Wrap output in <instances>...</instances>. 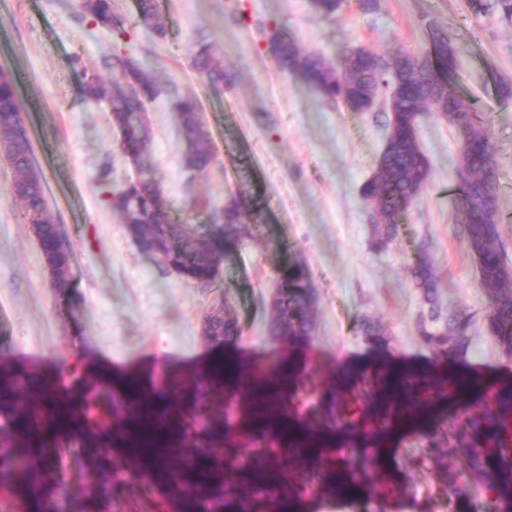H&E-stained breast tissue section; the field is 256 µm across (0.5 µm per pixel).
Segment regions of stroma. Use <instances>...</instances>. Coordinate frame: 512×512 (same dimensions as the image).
Listing matches in <instances>:
<instances>
[{
  "label": "stroma",
  "instance_id": "35a3bbf8",
  "mask_svg": "<svg viewBox=\"0 0 512 512\" xmlns=\"http://www.w3.org/2000/svg\"><path fill=\"white\" fill-rule=\"evenodd\" d=\"M365 12L344 0L325 19L310 0H158L163 34L142 25L135 0H112L116 26L83 12L81 0H0V69L18 87L21 118L42 173L47 209L73 254L74 296L61 308L40 249L11 194L13 173L0 163V347L27 370L74 364L88 351L114 368L150 364L180 378L201 369L211 348L204 315L224 310L242 334L232 354L276 371L287 346L266 334L279 269L297 259L316 292L314 330L298 357L322 381L388 360L431 374L434 355L419 336L422 303L407 271L427 241L445 311L473 313L462 373L512 380L485 321L487 298L463 240L456 198L459 133L437 112L422 113L418 140L429 184L406 213L398 236L375 248L373 209L360 197L386 142L379 110L352 112L329 103L283 71L270 49L277 29L303 51L338 62L362 47L381 58L419 55L430 25L453 35L451 85L484 121L499 156L496 207L506 263L512 267V23L473 14L467 0H377ZM224 60V87L213 89L193 66L202 48ZM154 71L159 93L141 114L151 137L145 165L159 181L174 222L206 232L208 209L244 194L260 211L249 235L225 254L210 286L199 287L139 249L109 202L136 171L120 150L106 102L84 97L80 74L112 80L120 61ZM196 99L213 159L203 171L184 163L178 98ZM383 322L386 349L358 336L360 319ZM419 431H399L386 449L398 490L383 512H448L430 466H417Z\"/></svg>",
  "mask_w": 512,
  "mask_h": 512
}]
</instances>
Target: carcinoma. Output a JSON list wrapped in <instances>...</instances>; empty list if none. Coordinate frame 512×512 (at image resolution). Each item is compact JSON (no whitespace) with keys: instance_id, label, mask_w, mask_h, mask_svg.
Wrapping results in <instances>:
<instances>
[{"instance_id":"carcinoma-1","label":"carcinoma","mask_w":512,"mask_h":512,"mask_svg":"<svg viewBox=\"0 0 512 512\" xmlns=\"http://www.w3.org/2000/svg\"><path fill=\"white\" fill-rule=\"evenodd\" d=\"M139 21L157 34V0H136ZM314 10L323 18L336 15L341 0H313ZM470 10L480 15L489 11L512 21V0H468ZM82 9L103 26L114 22L112 0H82ZM432 46L422 56L397 54L383 62L364 48H353L343 56L340 67L322 57L302 52L286 31L277 30L270 47L280 67L301 78L328 102L338 100L353 112L368 111V99H391L384 107L386 144L376 171L360 188L361 198L374 208L376 245L384 247L399 231L401 217L412 208L429 183L431 165L422 151L417 132L421 112L435 107L453 124L460 137L457 166L461 174L460 221L468 250L474 257L488 300L487 325L498 346L512 357V269L504 261L495 207L498 160L484 125L451 90L455 66L452 36L430 28ZM196 69L212 87L224 85V65L204 48L194 56ZM120 74L130 76L129 91L113 95L98 75L83 74V94L109 103L112 120L121 132L120 148L132 162L141 165L150 140L147 126L139 117L144 103L153 100L158 87L152 71L126 61ZM180 129L187 146L185 164L192 170L206 169L212 154L198 118L194 99L177 102ZM20 98L13 79L0 70V135L7 159L15 174L13 187L22 188L17 200L28 224L41 232L39 248L43 258L56 264L55 288L70 300L69 270L73 255L57 254L59 230L48 216L43 178L36 167L29 139L20 121ZM112 207L122 223L135 226L139 245L146 251L158 247L164 261L180 266L201 280H210L227 249L248 235L241 203L233 200L213 213L216 229L192 235L170 218L163 192L153 174L141 167L137 180L110 194ZM413 287L427 307L428 323L422 325L423 345L437 357L463 358L469 348L473 315L460 310L443 314L440 282L429 255L428 244L420 243L409 263ZM277 296L272 301L268 335L286 341L296 350L306 345L314 329L313 285L305 265L290 261L277 278ZM241 330L238 322L224 318L205 330L215 346L232 343ZM357 333L365 343L382 347L389 343L386 326L369 317L361 319ZM243 368L238 361L216 357L205 368L175 382L159 379L145 389L140 377L126 374L106 383L95 382L81 398L77 411L72 403L51 398L38 378L21 374L10 358L0 353V512H120L123 504L109 494L116 480L125 479L128 468L147 466L145 455L126 451L125 466L114 465V445H126L128 431L151 415L165 423L167 436L179 437L178 446L193 449L192 461L172 478L165 467L153 463L152 479L158 486L173 485L179 512H197L198 492L211 493L207 512H297L296 505L316 493L333 496L348 488L367 491L369 501L380 504L396 490L389 477L383 451L369 448L340 460L331 454L314 455L289 482L288 490L276 481H265L260 470L242 463L224 438L235 423L232 408L224 407V394L239 388ZM473 392H491L494 407L452 411L441 420L432 418L433 407L445 409L467 395L465 381L452 371L431 378L405 373L382 363L365 370L358 378L341 375L330 383L326 403L316 401L312 411H300L301 394L318 390L315 375L290 362L280 367L268 384L284 387L291 398L279 403L278 419L266 424L252 414L251 438L282 443L290 449L312 444L318 430L360 428L379 434L391 433L402 420L423 429L418 464L430 461L438 471L441 490L450 512H512V384L497 386L473 379ZM259 380L257 385L266 384ZM80 467L84 493L77 503L61 493L70 463ZM155 488L144 489L137 506L145 512H167V501L154 498Z\"/></svg>"}]
</instances>
